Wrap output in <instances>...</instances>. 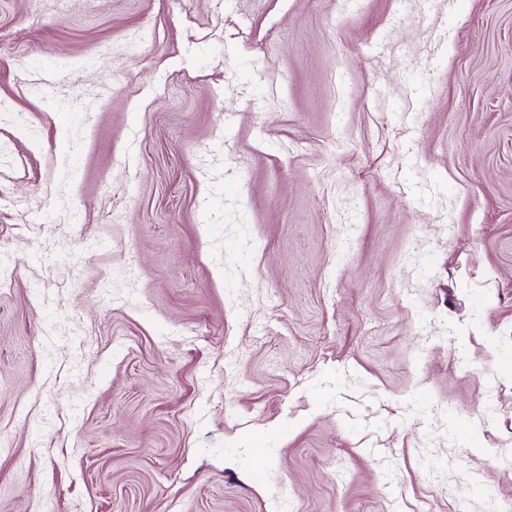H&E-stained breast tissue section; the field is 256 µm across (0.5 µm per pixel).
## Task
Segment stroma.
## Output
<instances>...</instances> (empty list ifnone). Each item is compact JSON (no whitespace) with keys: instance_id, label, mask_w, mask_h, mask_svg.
Listing matches in <instances>:
<instances>
[{"instance_id":"obj_1","label":"stroma","mask_w":512,"mask_h":512,"mask_svg":"<svg viewBox=\"0 0 512 512\" xmlns=\"http://www.w3.org/2000/svg\"><path fill=\"white\" fill-rule=\"evenodd\" d=\"M512 501V0H0V512Z\"/></svg>"}]
</instances>
